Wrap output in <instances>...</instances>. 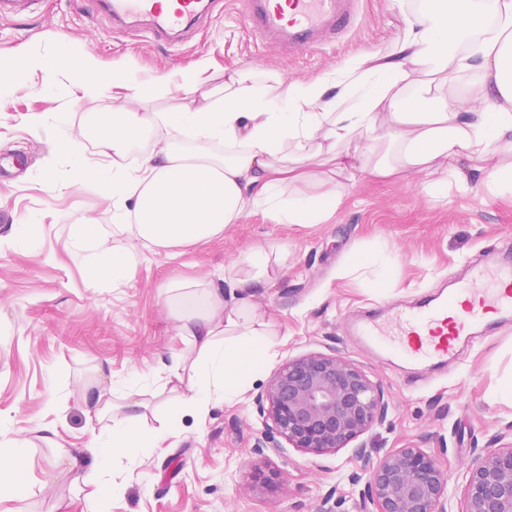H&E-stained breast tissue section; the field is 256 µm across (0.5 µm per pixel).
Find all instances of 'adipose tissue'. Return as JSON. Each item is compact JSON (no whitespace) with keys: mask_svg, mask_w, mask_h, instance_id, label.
Segmentation results:
<instances>
[{"mask_svg":"<svg viewBox=\"0 0 512 512\" xmlns=\"http://www.w3.org/2000/svg\"><path fill=\"white\" fill-rule=\"evenodd\" d=\"M433 2L407 16L389 52L354 56L314 82L253 68L225 70L215 86L198 68L173 84L140 82L124 69L102 74L90 54L30 57L47 72H78L84 94L117 90L96 135L104 163L85 164L73 138L57 142L71 154L76 180L95 181L112 199L111 234L88 219L71 227L91 278L121 285L136 273L138 250L196 247L251 208L279 224L321 223L342 202L337 175L351 170L379 178L442 170L449 181L425 186L436 196L452 182L512 193V0ZM465 76L474 87L464 95L455 83ZM173 91L176 111L133 107ZM145 132L151 150L131 159ZM312 179L318 194L284 197L287 186ZM114 234L128 247L114 246ZM281 261L280 251L257 249L231 274L165 286L172 329L189 345L160 364L181 409L202 418L217 403L239 400L274 360L254 297L272 286ZM140 394L109 385L87 397L86 451L59 455L73 483L90 488L86 512H98L112 494L105 475L113 457H137L181 432L174 416L152 430L136 427ZM28 467L25 441L0 439V512H24L33 488Z\"/></svg>","mask_w":512,"mask_h":512,"instance_id":"ef3b65f1","label":"adipose tissue"}]
</instances>
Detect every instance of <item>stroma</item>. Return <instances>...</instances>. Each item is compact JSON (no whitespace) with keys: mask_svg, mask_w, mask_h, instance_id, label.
Listing matches in <instances>:
<instances>
[{"mask_svg":"<svg viewBox=\"0 0 512 512\" xmlns=\"http://www.w3.org/2000/svg\"><path fill=\"white\" fill-rule=\"evenodd\" d=\"M187 38L158 41L135 27L113 26L93 0H37L22 18L0 17V60L18 64L29 54H93L103 71L117 66L140 81L204 67L212 83L233 68L258 67L288 80L312 81L341 68L352 56L387 50L405 29L416 0H360L354 27L342 42L282 55L254 47L236 0H223ZM64 72H26L21 84L0 90V152L21 151L29 165L0 185V438H21L41 423L55 424L66 449H84L87 436L81 390L125 385L139 374L146 403L141 424L158 426L178 413L161 386V357L186 349L172 336L160 288L229 266L259 248L288 252L273 287L257 292L280 337L278 361L309 352L342 356L381 386L389 401L384 424L373 433L382 450L417 446L433 450L448 477V512H462L463 465L486 449L502 447L512 424V323L465 346L452 368L433 373L391 354L367 349L351 321L381 305L401 308L440 288L486 248L512 240V197L482 188L449 185L434 197L419 176L381 180L343 177V200L322 224H277L264 212L246 213L222 238L172 257L141 251L135 276L112 287L97 283L70 254V226L89 216L112 229V200L90 181L73 178V161L53 139L37 133L31 115L77 134L76 152L98 159L80 132L88 116L112 109V95L78 98ZM388 255L378 265V255ZM267 366L242 402L211 408L205 418L180 415L178 438L141 455L114 458V492L100 512H352L358 491L336 484L353 470L350 450L313 456L284 448L267 469L283 480L274 489H251L258 439L268 434L254 404L274 373ZM42 441L29 450L37 488L26 512H83L84 501L68 473L51 463Z\"/></svg>","mask_w":512,"mask_h":512,"instance_id":"1","label":"stroma"}]
</instances>
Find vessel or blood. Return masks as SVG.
Returning <instances> with one entry per match:
<instances>
[{"mask_svg":"<svg viewBox=\"0 0 512 512\" xmlns=\"http://www.w3.org/2000/svg\"><path fill=\"white\" fill-rule=\"evenodd\" d=\"M249 36L285 53L340 42L352 29L358 0H240ZM100 9L124 25L144 24L156 38L190 31L212 10L213 0H97ZM512 321V251L497 252L452 288L422 297L388 318L372 312L356 317V336L368 348L407 361L444 366L460 343Z\"/></svg>","mask_w":512,"mask_h":512,"instance_id":"1","label":"vessel or blood"}]
</instances>
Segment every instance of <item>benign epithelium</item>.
<instances>
[{"mask_svg":"<svg viewBox=\"0 0 512 512\" xmlns=\"http://www.w3.org/2000/svg\"><path fill=\"white\" fill-rule=\"evenodd\" d=\"M267 429L290 447L315 456L351 448L352 486L366 479L354 512H446L448 479L424 448L379 454L369 435L381 426L388 401L350 361L310 352L283 363L255 397ZM462 512H512V445L490 448L465 466ZM253 486L269 489L280 473L254 469Z\"/></svg>","mask_w":512,"mask_h":512,"instance_id":"7a95c632","label":"benign epithelium"}]
</instances>
